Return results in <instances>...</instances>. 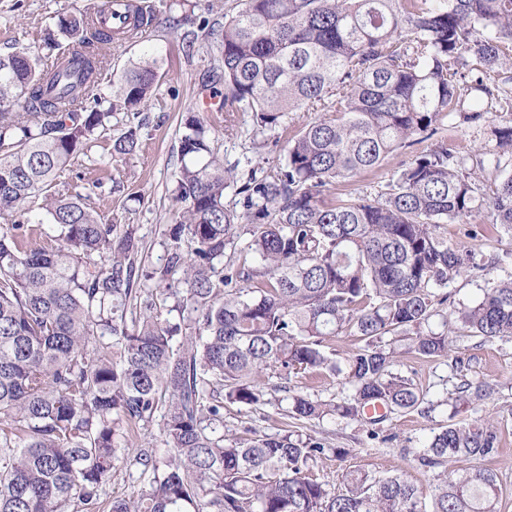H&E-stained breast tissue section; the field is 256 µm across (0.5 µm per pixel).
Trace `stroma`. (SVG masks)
Wrapping results in <instances>:
<instances>
[{
  "label": "stroma",
  "instance_id": "stroma-1",
  "mask_svg": "<svg viewBox=\"0 0 512 512\" xmlns=\"http://www.w3.org/2000/svg\"><path fill=\"white\" fill-rule=\"evenodd\" d=\"M90 0H0V53L27 49L37 56L45 55L44 37L54 29L63 15L83 11ZM170 0H151L155 8L149 40L124 46L103 64L100 92L111 96L112 84L122 75L129 62L139 60L145 51H152L164 59L162 85L156 101L144 112L146 124L141 131L140 152L124 162L112 159V136L124 129L127 116L123 113L111 117L107 134L99 137L87 153L79 155L71 172L63 180L70 191L87 195L89 204L99 213L122 214L123 221L132 226L143 242L138 262L144 277L140 286L155 308L171 321H179L183 314L176 308L174 298L166 294L156 281L146 279V272L163 266L167 256L168 229L171 223L174 186L179 161L180 121L183 113L200 111L203 95L200 83L209 68V57L204 41H196L194 49H186L182 39L170 32L171 17L180 16V9L169 6ZM512 119V114L496 112L485 121L463 128L446 127L441 136L450 149L468 155L487 141L488 124ZM213 145L225 163L236 164L239 176H246L249 160H264L267 166L283 162L281 148L266 145L252 147L250 140H227L216 133ZM424 141L401 150L376 173L355 177L349 190L359 197H374L391 177L400 162L431 148ZM474 269L449 282L446 291L448 304L439 308L430 322L434 332H441L443 321L451 304H473L487 286L488 279L512 278V236L496 228H488L484 237L475 241ZM455 345L466 355H476L471 374L476 378L494 379L502 387L497 401H479L466 413L467 421L498 420L500 427V455L492 466L502 485L500 512H512V340L493 341L476 346L473 338L457 337ZM397 369L409 376L422 389L433 405L431 412L417 411L391 414L383 425V438H371L366 424L325 416L301 422L303 432L321 439L333 453L318 462L312 472L326 485L328 493L341 487L344 471L360 469L377 476L406 474L420 489H428L435 481L434 471L420 465L418 455L440 428L452 421V407L448 401V362L444 359L425 361L415 355L399 356ZM266 396L253 406L237 403L224 405V432L238 437L249 431L275 435L289 429L291 420L286 411L288 393H302L311 398L340 402L350 395V389L340 376L321 377L298 374L283 377L277 371L264 376ZM151 473L141 467L117 463L114 476L106 485L102 498H132L148 488Z\"/></svg>",
  "mask_w": 512,
  "mask_h": 512
}]
</instances>
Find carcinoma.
I'll list each match as a JSON object with an SVG mask.
<instances>
[{"label":"carcinoma","mask_w":512,"mask_h":512,"mask_svg":"<svg viewBox=\"0 0 512 512\" xmlns=\"http://www.w3.org/2000/svg\"><path fill=\"white\" fill-rule=\"evenodd\" d=\"M98 9L94 0L59 18L66 44L47 34L43 57L0 54V512H95L127 438L122 425L145 426L162 407L171 454L127 449L152 481L108 512H499L496 471L461 469L498 456L490 421L434 434L420 461L442 472L427 493L402 474L348 470L331 495L309 474L326 456L322 442L297 431L228 437L224 399L260 403L269 368L342 373L349 400L292 395L289 417L355 420L377 404L376 437L395 411L432 410L394 369L397 336L408 337V353L448 359L455 408L493 396L496 384L468 377L476 357L454 353L449 334L459 322L479 347L512 339V278L454 308L447 331L426 326L448 302L436 290L472 260V250L448 245L446 225L476 241L470 218L484 209L512 232V174L501 170L512 162V121L490 127L491 148L470 166L440 140L373 198L345 187L435 136L448 117L512 112V0H239L210 32L224 137L239 136L242 112L252 139L285 143L286 157L242 181L211 147L215 122L183 116L177 214L167 263L154 272L192 314L183 324L138 303L135 231L59 188L111 114L138 117L159 88L151 55L124 70L112 98L101 96L112 49L147 37L136 22L112 33ZM291 112L320 116L291 128ZM141 127L112 138V158L137 153ZM36 213L53 234L31 247ZM243 234L252 266L238 262ZM347 332L364 346L342 369L324 347Z\"/></svg>","instance_id":"1"}]
</instances>
